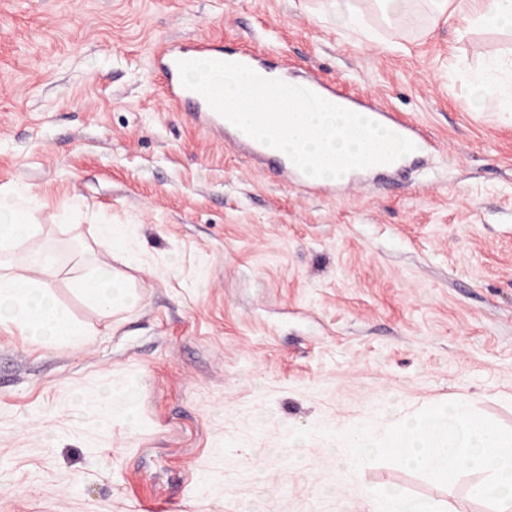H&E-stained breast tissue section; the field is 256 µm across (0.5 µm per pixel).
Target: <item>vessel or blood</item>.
Listing matches in <instances>:
<instances>
[{"label":"vessel or blood","instance_id":"vessel-or-blood-1","mask_svg":"<svg viewBox=\"0 0 512 512\" xmlns=\"http://www.w3.org/2000/svg\"><path fill=\"white\" fill-rule=\"evenodd\" d=\"M200 58L236 62L256 70L262 67L258 57L247 49L231 51L224 49L221 44L208 40H196L190 43H160L154 51V61L157 70L163 76L164 96L169 106L176 110L187 109L189 118L197 126L214 134L218 139L229 141L238 151L248 153L255 159L273 158L278 171L284 172L293 183L302 186L308 185L307 175L300 171L289 157L280 154L268 155L264 144L251 138L239 136L236 127L214 111L203 97L183 86L177 66L178 61ZM308 88L325 100L337 101L352 108L372 112L376 122L391 127L396 134L407 138L416 147L421 148L430 143L427 135L417 125L387 112L381 107L363 102L319 81L309 82Z\"/></svg>","mask_w":512,"mask_h":512}]
</instances>
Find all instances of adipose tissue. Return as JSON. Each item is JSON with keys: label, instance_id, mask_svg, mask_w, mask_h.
<instances>
[{"label": "adipose tissue", "instance_id": "adipose-tissue-1", "mask_svg": "<svg viewBox=\"0 0 512 512\" xmlns=\"http://www.w3.org/2000/svg\"><path fill=\"white\" fill-rule=\"evenodd\" d=\"M0 214L6 217L5 223L0 224L1 254L22 248L29 238L43 230L35 211L26 205L22 193L6 186H0ZM28 263L31 269L36 270V277L0 273V303L12 305L15 324L28 338L38 342L81 346L85 341V329L48 297L43 277L56 268L52 248L47 246L30 254ZM86 266L88 271L77 281V288L85 292L101 311H110L115 291L111 272L98 266L92 257L88 258Z\"/></svg>", "mask_w": 512, "mask_h": 512}]
</instances>
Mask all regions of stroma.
<instances>
[{"label": "stroma", "mask_w": 512, "mask_h": 512, "mask_svg": "<svg viewBox=\"0 0 512 512\" xmlns=\"http://www.w3.org/2000/svg\"><path fill=\"white\" fill-rule=\"evenodd\" d=\"M340 2L0 0V185L39 205L26 248L51 243L50 293L88 333L40 345L0 319V512H371L391 490L491 512L475 474L290 439L456 399L512 429V112L471 85L495 58L512 87V31L460 0ZM199 39L374 99L435 148L296 187L168 108L155 47ZM89 254L127 292L108 317L74 286Z\"/></svg>", "instance_id": "obj_1"}]
</instances>
